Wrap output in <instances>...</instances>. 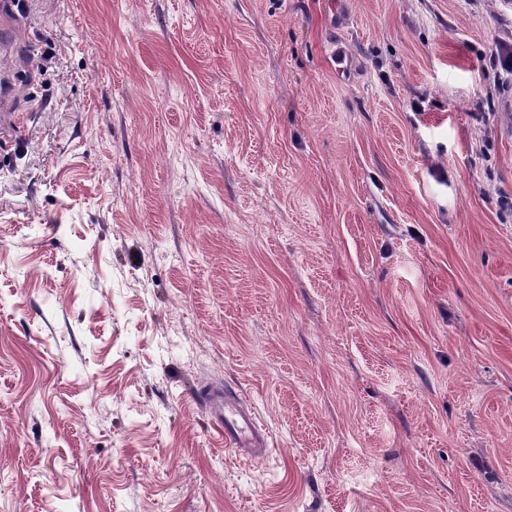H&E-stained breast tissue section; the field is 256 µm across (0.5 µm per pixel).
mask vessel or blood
Segmentation results:
<instances>
[{"label":"vessel or blood","instance_id":"b4317fda","mask_svg":"<svg viewBox=\"0 0 512 512\" xmlns=\"http://www.w3.org/2000/svg\"><path fill=\"white\" fill-rule=\"evenodd\" d=\"M11 82L0 83V148L17 141L18 124L10 110ZM202 400L224 445L251 461L263 460L269 442L256 413L243 403L236 393L216 387L207 391Z\"/></svg>","mask_w":512,"mask_h":512}]
</instances>
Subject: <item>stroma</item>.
I'll return each mask as SVG.
<instances>
[{
  "instance_id": "1",
  "label": "stroma",
  "mask_w": 512,
  "mask_h": 512,
  "mask_svg": "<svg viewBox=\"0 0 512 512\" xmlns=\"http://www.w3.org/2000/svg\"><path fill=\"white\" fill-rule=\"evenodd\" d=\"M0 31V512H512V0H28ZM1 114H0V148L4 149L17 142V130L19 126L16 115L10 112V98L12 97V83L2 77L1 87ZM201 398L226 448L256 462L267 456L269 442L258 417L235 392L216 387L207 391Z\"/></svg>"
}]
</instances>
